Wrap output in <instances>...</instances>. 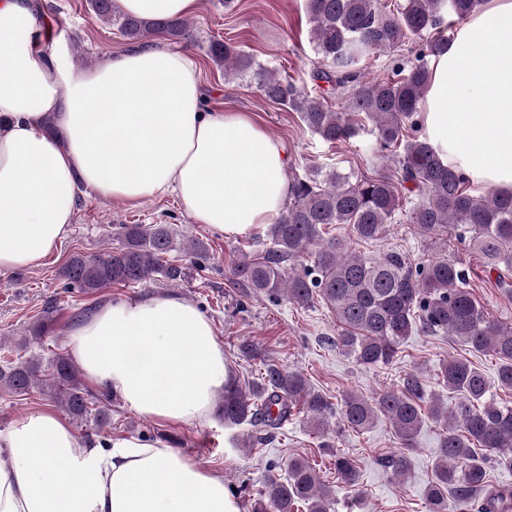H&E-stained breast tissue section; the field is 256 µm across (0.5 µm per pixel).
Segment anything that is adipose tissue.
Segmentation results:
<instances>
[{"mask_svg":"<svg viewBox=\"0 0 512 512\" xmlns=\"http://www.w3.org/2000/svg\"><path fill=\"white\" fill-rule=\"evenodd\" d=\"M116 4L185 18L199 0ZM45 38L32 0H0V271L57 251L81 186L120 202L175 194L225 235L274 223L288 197L281 143L244 113L202 111L189 54L155 45L80 69ZM431 67V141L472 183L511 194L512 0H488ZM66 347L96 389L153 420L208 423L229 378L211 320L171 294L105 303ZM0 455V512H241L222 472L165 441L89 439L47 411L0 431Z\"/></svg>","mask_w":512,"mask_h":512,"instance_id":"ef3b65f1","label":"adipose tissue"}]
</instances>
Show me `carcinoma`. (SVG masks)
Listing matches in <instances>:
<instances>
[{
	"label": "carcinoma",
	"mask_w": 512,
	"mask_h": 512,
	"mask_svg": "<svg viewBox=\"0 0 512 512\" xmlns=\"http://www.w3.org/2000/svg\"><path fill=\"white\" fill-rule=\"evenodd\" d=\"M93 17L115 26L128 40L145 44L157 34L174 43L190 41L194 31L184 19L144 20L121 12L115 0H89ZM480 0H403L388 10L381 0H307L312 49L317 64L312 86L298 85L263 66L253 55L220 40L207 45L208 57L228 80H247L261 95L298 114L323 141L335 144L368 130L375 149L402 152L372 176L357 177L336 168L317 167L289 180L288 201L270 225L272 247L264 255L230 261L226 275L233 285L309 308L321 299L336 316V346L364 367L389 365L416 333L449 336L455 342L498 360L497 386L512 390V325L491 318L471 287L470 267L444 254L412 264L406 254L391 251L377 259L325 237L333 224H346L365 244L378 240L389 224L413 225L423 238L453 232L495 286L512 291V194L475 195L468 180L445 161L428 136L419 134L417 115L429 87L428 58L441 54L451 40L445 31L474 15ZM413 43L415 58L391 60L388 77L369 81L362 63L371 55ZM328 84L343 96L338 112L312 92ZM120 248L94 257L72 256L61 275L66 287L94 293L112 285L130 286L162 277L171 283L189 279L194 265L165 262L183 250L196 258L207 244L190 238L182 243L168 224H123ZM309 258L304 265L301 259ZM55 306L30 327L42 339ZM438 376L456 397L449 407L435 400L430 416L442 427L438 463L426 489L429 512H512V489L489 484L488 466L512 469V405L490 398L484 372L466 358L440 364ZM262 383L244 391L236 382L222 394L224 425L255 428L260 444L272 442L294 412L304 413L316 431L337 418L338 426L362 432L380 418L392 426L400 449L383 459L393 479L409 467L423 425L424 387L407 375L399 390L373 398L354 392L339 404L312 390L303 373L267 363ZM39 385L48 397L79 423L109 418V395L84 386L82 372L64 354L4 360L0 386L25 394ZM336 479L358 484L354 461L341 453L334 459ZM331 499L317 469L305 458L288 464L286 480L268 477L252 512H329Z\"/></svg>",
	"instance_id": "carcinoma-1"
}]
</instances>
